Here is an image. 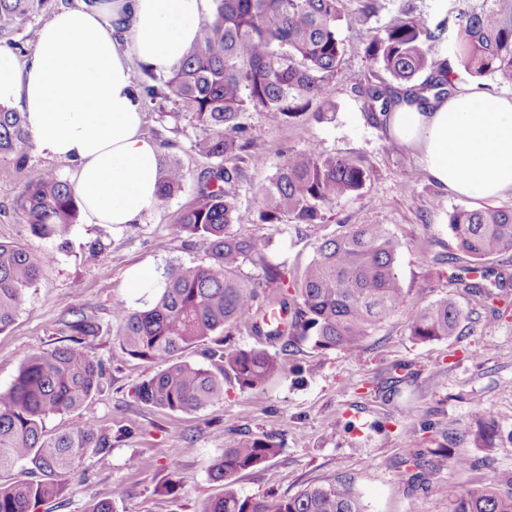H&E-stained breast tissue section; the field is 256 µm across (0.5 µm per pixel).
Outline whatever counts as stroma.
Segmentation results:
<instances>
[{
	"mask_svg": "<svg viewBox=\"0 0 512 512\" xmlns=\"http://www.w3.org/2000/svg\"><path fill=\"white\" fill-rule=\"evenodd\" d=\"M344 60L312 112L323 122L271 123L248 109L245 122L266 164L251 168L241 185L237 234L268 240L266 258L292 272L308 263L318 245L351 224H382L399 240L397 267L404 292L400 309L371 330L360 355L322 353L303 345L282 354V371L265 387L243 392L225 384L224 397L206 409L173 413L136 401L132 389L156 365L121 353L112 307L140 309L151 301L145 288L130 287L131 273L161 274L169 262L208 264L204 245H188L174 227L199 199L208 161L193 145L203 130L192 113L170 102L145 104L144 131L163 154L188 174L180 191L136 224L121 227L78 221L57 260L26 292L15 322L0 332V390L12 384L24 359L56 339L57 322L82 309L101 330L88 353L106 366L100 390L83 414L112 432L111 449L93 457L86 472L68 477L58 498L38 512H83L93 500L114 512H202L224 492L209 466L224 452V433L276 434L279 454L237 475L239 498L293 497L315 485L349 480L365 512H450L434 485L468 491L481 488L488 468L512 471V293L485 305L456 294L464 317L453 336L421 343L411 336L410 314L452 291L451 274L472 267L457 252L449 230L459 208L479 201L442 192L412 150L394 145L364 111L360 90L380 77L365 54L366 36L400 11L431 18L436 0H376L363 14L360 0H341ZM317 143L328 154L359 160L369 177L360 196L336 200L318 224L262 222L256 195L275 173L284 149ZM26 171L0 154V240L30 252L54 250L32 236L18 207ZM100 242L96 258L90 243ZM453 292V291H452ZM399 380L404 394L389 397L386 384ZM467 456L478 469L453 467L450 456ZM422 480H415V473Z\"/></svg>",
	"mask_w": 512,
	"mask_h": 512,
	"instance_id": "obj_1",
	"label": "stroma"
}]
</instances>
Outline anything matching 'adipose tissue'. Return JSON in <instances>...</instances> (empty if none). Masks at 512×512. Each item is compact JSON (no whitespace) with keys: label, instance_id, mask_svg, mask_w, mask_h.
<instances>
[{"label":"adipose tissue","instance_id":"adipose-tissue-1","mask_svg":"<svg viewBox=\"0 0 512 512\" xmlns=\"http://www.w3.org/2000/svg\"><path fill=\"white\" fill-rule=\"evenodd\" d=\"M210 2L78 0L39 28L25 59L0 46V106L25 113L40 153L70 164L86 223L133 224L156 208L160 148L143 131L133 71L170 73ZM385 130L443 190L512 194L511 96L459 80L428 104L398 103Z\"/></svg>","mask_w":512,"mask_h":512}]
</instances>
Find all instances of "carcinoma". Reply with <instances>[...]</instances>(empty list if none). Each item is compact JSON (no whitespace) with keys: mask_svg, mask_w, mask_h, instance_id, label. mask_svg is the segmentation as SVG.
Listing matches in <instances>:
<instances>
[{"mask_svg":"<svg viewBox=\"0 0 512 512\" xmlns=\"http://www.w3.org/2000/svg\"><path fill=\"white\" fill-rule=\"evenodd\" d=\"M341 0H213V11L200 25L195 44L168 75L142 85L145 97L171 99L193 113L204 135L194 144L211 162L201 177L200 198L175 225V233L207 245L206 265L171 263L154 285L155 297L143 309L118 303L112 311L120 350L130 358L160 366L134 389L141 403L172 412L202 410L224 397V381L240 391H254L280 374L278 353L263 348H226L224 330L242 325L257 336L281 342V351L301 345L326 352H360L370 330L396 311L402 287L396 267L400 243L381 224H353L324 240L316 255L291 274L287 295L278 307L288 313V329L264 320L272 303L259 301L260 289L282 283L278 267L265 260L268 242L233 231L246 168L265 163L253 149L244 114L260 108L275 123H293L341 66L345 48L339 33ZM43 0H0V28L27 26ZM455 32L446 37L447 21L434 25L400 13L366 46L370 60L385 77L361 90L371 118L381 124L401 98L424 104L427 95H450L458 76L456 62L472 77L493 76L512 84V5L483 0L455 15ZM448 39V58L436 60L429 43ZM32 135L26 115L0 107V154L27 166ZM368 178L351 158L330 155L307 143L288 150L270 183L259 191L260 217L275 223L317 224L337 199L358 194ZM181 164L160 163L159 203L184 185ZM20 208L32 234L68 244L81 201L74 186L40 172L32 173L20 195ZM458 251L475 262L512 250V210L460 208L450 218ZM53 252L33 255L0 242V331L18 315L27 289ZM258 265L263 278L242 272ZM456 287L483 302L500 294L476 278L457 274ZM463 318L454 298H440L407 318L419 342L446 339ZM62 344L30 354L11 386L0 391V512H38L39 505L60 496L65 478L87 469L91 456L112 447V435L82 413L83 404L101 386L103 362L85 349L99 335L95 317L71 310L59 319ZM204 346L205 366L180 359L186 350ZM70 416L55 434L45 422ZM275 436H228L224 453L210 467L213 479L228 487L235 477L279 453ZM436 493L451 501L453 512H512V472L491 468L485 487L461 491L438 485ZM204 512H364L349 484L310 487L295 497L258 501L233 491L206 505Z\"/></svg>","mask_w":512,"mask_h":512,"instance_id":"carcinoma-1","label":"carcinoma"}]
</instances>
